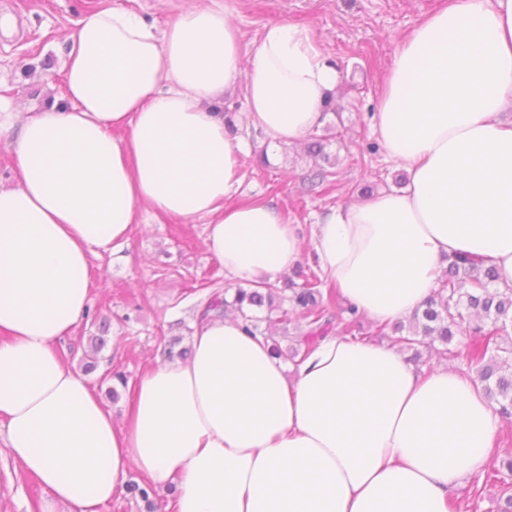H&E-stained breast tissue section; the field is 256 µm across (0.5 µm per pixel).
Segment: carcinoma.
<instances>
[{"label":"carcinoma","instance_id":"carcinoma-1","mask_svg":"<svg viewBox=\"0 0 512 512\" xmlns=\"http://www.w3.org/2000/svg\"><path fill=\"white\" fill-rule=\"evenodd\" d=\"M295 274L300 282L290 279L283 288L267 281L240 286L231 302L215 295L197 314V320L202 322L213 314L233 312L246 323L251 334L271 340L273 350L279 355L282 350L275 335L288 336V325L295 319L301 320L305 330L293 337L298 344L293 352L295 357L309 355L332 330L340 336L356 337L360 315L355 308L331 310L322 291L325 282L313 267L300 264ZM496 281L494 269L484 262L456 257L448 261L434 295L414 311L411 334H403V325L398 323L391 327L380 325L377 333L390 334L399 349L414 351L416 362L422 358L420 348L433 350L435 343H441V356L450 362L464 360L486 396L497 404L500 416L512 420V340L501 342L512 326V288L500 289L495 286ZM263 308L268 311L264 319L256 315ZM262 321L267 323V328H260ZM464 332L474 337L466 353L448 348L453 338ZM105 344L103 336L89 339L90 355L85 371L96 369L97 354ZM491 349L494 354L490 356ZM491 477L502 484L497 512H512V490L505 476L494 471Z\"/></svg>","mask_w":512,"mask_h":512}]
</instances>
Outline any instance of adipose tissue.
I'll return each mask as SVG.
<instances>
[{
	"label": "adipose tissue",
	"instance_id": "obj_1",
	"mask_svg": "<svg viewBox=\"0 0 512 512\" xmlns=\"http://www.w3.org/2000/svg\"><path fill=\"white\" fill-rule=\"evenodd\" d=\"M232 14L190 6L159 30L101 7L67 39L62 103L0 96V441L38 479L39 512H100L133 472L175 487V512H448L501 430L482 386L448 366L329 336L290 367L240 319L216 318L188 360L135 382L118 424L57 349L90 303L95 249L121 246L140 210L205 220L207 251L237 279L301 260L276 206L227 203L250 144L228 130L224 97L242 91L281 147L316 129L340 74L286 22L244 52ZM511 105L512 0H445L397 42L375 128L409 182L314 226L345 304L402 319L469 254L512 288Z\"/></svg>",
	"mask_w": 512,
	"mask_h": 512
}]
</instances>
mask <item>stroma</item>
<instances>
[{
  "label": "stroma",
  "mask_w": 512,
  "mask_h": 512,
  "mask_svg": "<svg viewBox=\"0 0 512 512\" xmlns=\"http://www.w3.org/2000/svg\"><path fill=\"white\" fill-rule=\"evenodd\" d=\"M440 0H230L246 49H253L267 25L288 21L310 31L336 65L340 80L335 109L322 119L340 135L325 151L335 158L329 181L313 183L319 159L304 147L290 148L278 161L243 162L240 202L279 205L303 238L329 207L361 202L397 190L405 169L378 142L373 115L395 43ZM105 0H0V95L24 99L31 109L48 100L35 74L62 80L65 40L78 19ZM204 221L188 222L162 213L133 225L119 249H97L90 262L91 301L63 344L66 361L82 370L90 337L105 335L98 367L87 381L97 398L124 420L132 404L131 383L157 361L188 350L196 313L213 292L224 291V265L205 246ZM117 397H110V390ZM44 495L38 480L16 471L0 443V512H37ZM500 487L484 474L468 478L457 512H496Z\"/></svg>",
  "instance_id": "stroma-1"
}]
</instances>
